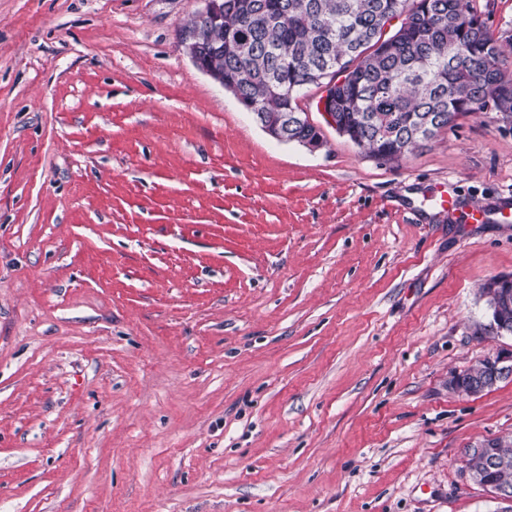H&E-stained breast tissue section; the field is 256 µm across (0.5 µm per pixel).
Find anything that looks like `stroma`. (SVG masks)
<instances>
[{
  "mask_svg": "<svg viewBox=\"0 0 512 512\" xmlns=\"http://www.w3.org/2000/svg\"><path fill=\"white\" fill-rule=\"evenodd\" d=\"M203 7L0 0V512H496L512 378L448 380L512 350V133L384 162L311 88L278 142L180 51ZM504 281L509 284L512 282V277H500L493 279L488 283L487 288L484 291V296L487 298L488 309L491 316V324L495 330L499 333L508 332L512 334V322L509 321L507 313L505 312L506 306L510 301L509 317L512 320V287L511 291L508 292L509 296L502 288H499L501 283ZM498 447L496 446V443ZM495 442L493 439H490L489 441H486L476 447H469L466 448L465 454H472L476 453L477 456H469L467 458V464L470 465L472 468L480 469V470H471L467 467L468 474L470 479L478 484L479 486L483 487L494 499L495 501H498L503 504H508V507L504 508L503 512H509L512 509V489H510L507 486L500 485L496 482L491 481L487 476V472L490 470H498V469H504L510 466L511 461L504 456H508L512 459V449L510 446L504 445L500 440L495 439ZM494 448H497L499 453H501L504 456H501L497 453ZM481 456V457H478ZM484 462V463H483Z\"/></svg>",
  "mask_w": 512,
  "mask_h": 512,
  "instance_id": "1",
  "label": "stroma"
}]
</instances>
